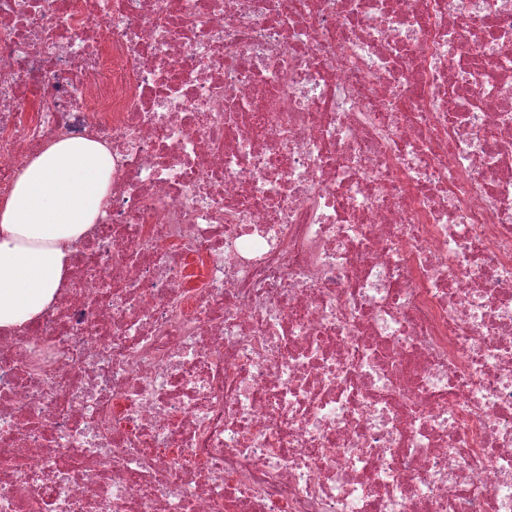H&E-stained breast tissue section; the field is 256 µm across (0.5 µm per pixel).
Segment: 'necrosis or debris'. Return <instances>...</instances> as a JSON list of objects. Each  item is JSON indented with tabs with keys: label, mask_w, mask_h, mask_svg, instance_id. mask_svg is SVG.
<instances>
[{
	"label": "necrosis or debris",
	"mask_w": 512,
	"mask_h": 512,
	"mask_svg": "<svg viewBox=\"0 0 512 512\" xmlns=\"http://www.w3.org/2000/svg\"><path fill=\"white\" fill-rule=\"evenodd\" d=\"M80 137L0 512H512V0H0V199Z\"/></svg>",
	"instance_id": "4bbe7bcc"
}]
</instances>
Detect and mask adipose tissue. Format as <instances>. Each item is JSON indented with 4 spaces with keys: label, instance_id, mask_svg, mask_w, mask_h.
Segmentation results:
<instances>
[{
    "label": "adipose tissue",
    "instance_id": "adipose-tissue-1",
    "mask_svg": "<svg viewBox=\"0 0 512 512\" xmlns=\"http://www.w3.org/2000/svg\"><path fill=\"white\" fill-rule=\"evenodd\" d=\"M111 182L112 154L93 139L52 142L19 174L0 200V330L54 305Z\"/></svg>",
    "mask_w": 512,
    "mask_h": 512
}]
</instances>
